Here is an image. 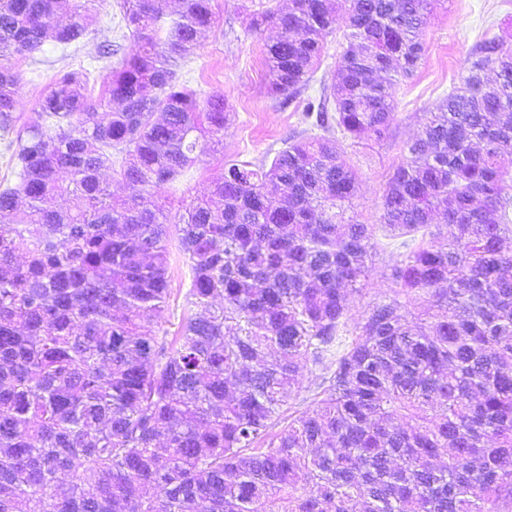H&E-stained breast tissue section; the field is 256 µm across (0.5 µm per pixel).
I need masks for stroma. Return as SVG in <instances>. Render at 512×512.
<instances>
[{
  "label": "stroma",
  "mask_w": 512,
  "mask_h": 512,
  "mask_svg": "<svg viewBox=\"0 0 512 512\" xmlns=\"http://www.w3.org/2000/svg\"><path fill=\"white\" fill-rule=\"evenodd\" d=\"M287 4L288 0H213L218 24L178 68L176 77L203 95L223 96L231 112L222 145L201 156L176 186L155 188V197L169 212L180 210L183 200L207 192L223 165L236 161L267 165L285 143L317 135V128L305 116V106L333 84L346 25L338 23L335 33L327 36L318 68L296 95H274L265 55L277 30L271 25L252 28L251 15L263 5L283 8ZM92 29L93 38L68 51L49 42L34 56L15 61L20 75L17 94L21 122L37 121V101L59 72L95 64L91 92L100 95L102 77L109 68L108 60L96 57L100 43H110L118 58L130 56L136 49L135 41L125 34L117 0H99ZM495 34L512 35V0H442L431 13L419 68L393 88L395 112L390 136L381 142L342 135L336 138L340 160L358 173L348 215L363 224L380 223L389 173L405 161L407 145L421 134L430 110L451 88L462 84L475 44Z\"/></svg>",
  "instance_id": "35a3bbf8"
}]
</instances>
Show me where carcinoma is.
Returning a JSON list of instances; mask_svg holds the SVG:
<instances>
[{"label": "carcinoma", "mask_w": 512, "mask_h": 512, "mask_svg": "<svg viewBox=\"0 0 512 512\" xmlns=\"http://www.w3.org/2000/svg\"><path fill=\"white\" fill-rule=\"evenodd\" d=\"M0 0V512H503L512 505V47L479 41L469 74L391 173L379 224L344 219L355 170L336 141L231 163L171 216L154 187L220 142L228 107L175 67L213 32L212 0H123L138 49L91 97L61 72L16 128L14 60L89 38L95 0ZM441 0H290L254 25L272 92L308 82L345 9L341 63L306 116L389 137L392 88L421 64ZM493 70L496 79H486ZM109 170L130 189L112 201ZM66 194V210L47 206ZM446 244L416 241L435 214ZM190 271L164 328L170 231ZM391 294L351 317L377 255ZM425 296L415 312L402 297ZM320 391L273 431L306 371Z\"/></svg>", "instance_id": "cac0c4a2"}]
</instances>
